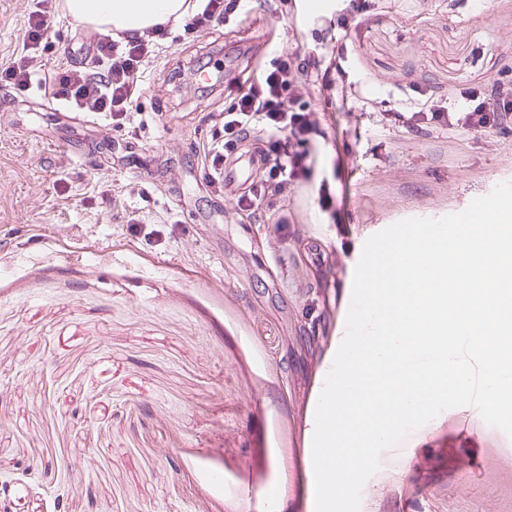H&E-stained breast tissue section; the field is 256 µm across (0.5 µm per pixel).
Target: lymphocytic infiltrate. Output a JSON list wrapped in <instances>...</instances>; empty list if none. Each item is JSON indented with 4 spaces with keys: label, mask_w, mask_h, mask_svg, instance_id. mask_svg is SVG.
<instances>
[{
    "label": "lymphocytic infiltrate",
    "mask_w": 512,
    "mask_h": 512,
    "mask_svg": "<svg viewBox=\"0 0 512 512\" xmlns=\"http://www.w3.org/2000/svg\"><path fill=\"white\" fill-rule=\"evenodd\" d=\"M52 11L53 0H30L23 53L0 66V81L22 92L38 88L72 109L108 116L113 130L124 129L137 101V81L157 57V46L126 32L107 34L97 40L92 67H63L50 73L30 68L26 52L46 46ZM325 50L329 58L325 66L297 51L280 55L273 70L242 89L231 108L214 115L221 132L203 145L201 160L209 185L219 184L225 155L240 143L251 139L261 145L263 176L240 196L241 210L274 205L286 186L312 180L316 165L312 140L320 126L310 103L296 97L295 90L305 85L331 92L340 111L349 97V84L342 77L350 50L346 39H331ZM458 96L461 103L454 109L425 101L411 112L392 109L390 116L415 132L457 127L484 133L512 128L511 78L460 89Z\"/></svg>",
    "instance_id": "1"
}]
</instances>
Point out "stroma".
I'll return each mask as SVG.
<instances>
[{
  "mask_svg": "<svg viewBox=\"0 0 512 512\" xmlns=\"http://www.w3.org/2000/svg\"><path fill=\"white\" fill-rule=\"evenodd\" d=\"M27 9L0 0V62ZM328 15L243 0L206 33L153 34L160 54L119 132L0 85V512H264L274 487L284 512H315L306 419L365 241L512 181V130L387 118L423 91L457 106L459 88L512 68V0H393L348 19L357 96L280 222L240 212V183L213 196L193 176L209 114L232 106L240 69L256 79L280 54H320ZM98 36L55 12L37 62L69 65ZM133 145L142 179L123 170ZM322 178L341 193L335 212L319 205ZM396 452L360 512H512V437L478 411L446 410Z\"/></svg>",
  "mask_w": 512,
  "mask_h": 512,
  "instance_id": "1",
  "label": "stroma"
}]
</instances>
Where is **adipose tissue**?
Wrapping results in <instances>:
<instances>
[{
  "label": "adipose tissue",
  "instance_id": "obj_1",
  "mask_svg": "<svg viewBox=\"0 0 512 512\" xmlns=\"http://www.w3.org/2000/svg\"><path fill=\"white\" fill-rule=\"evenodd\" d=\"M67 14L99 32L123 30L143 36L161 30L168 20L193 15V0H64Z\"/></svg>",
  "mask_w": 512,
  "mask_h": 512
}]
</instances>
